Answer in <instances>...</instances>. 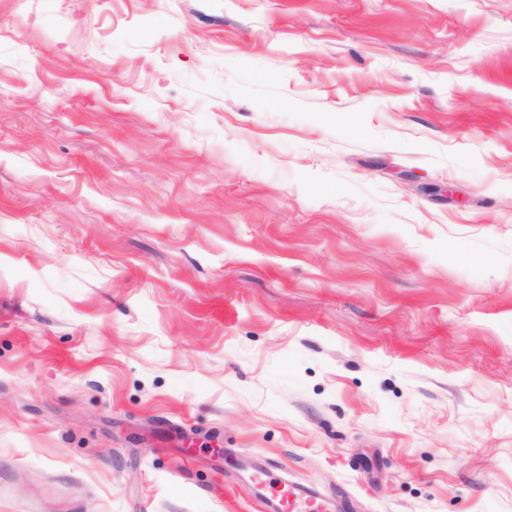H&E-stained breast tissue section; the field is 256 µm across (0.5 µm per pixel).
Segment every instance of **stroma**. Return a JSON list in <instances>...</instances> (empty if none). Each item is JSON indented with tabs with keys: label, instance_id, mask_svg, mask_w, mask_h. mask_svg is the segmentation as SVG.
<instances>
[{
	"label": "stroma",
	"instance_id": "stroma-1",
	"mask_svg": "<svg viewBox=\"0 0 512 512\" xmlns=\"http://www.w3.org/2000/svg\"><path fill=\"white\" fill-rule=\"evenodd\" d=\"M512 512V0H0V512ZM251 479L256 485L273 491L277 512H332V503L327 498L302 493L301 488L277 479L267 470H254Z\"/></svg>",
	"mask_w": 512,
	"mask_h": 512
}]
</instances>
